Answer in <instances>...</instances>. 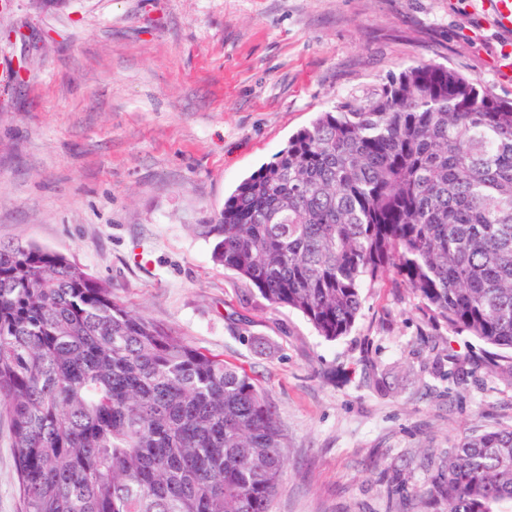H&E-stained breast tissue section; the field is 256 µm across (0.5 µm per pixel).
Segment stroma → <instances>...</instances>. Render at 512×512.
I'll return each instance as SVG.
<instances>
[{"instance_id": "35a3bbf8", "label": "stroma", "mask_w": 512, "mask_h": 512, "mask_svg": "<svg viewBox=\"0 0 512 512\" xmlns=\"http://www.w3.org/2000/svg\"><path fill=\"white\" fill-rule=\"evenodd\" d=\"M486 0H70L0 13V242L56 251L256 379L285 438L271 512L423 510L444 453L512 425V385L394 277L319 336L197 227L318 112L417 61L512 101ZM6 29L24 39L3 38ZM0 512H21L0 415Z\"/></svg>"}]
</instances>
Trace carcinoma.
Segmentation results:
<instances>
[{
    "label": "carcinoma",
    "instance_id": "1",
    "mask_svg": "<svg viewBox=\"0 0 512 512\" xmlns=\"http://www.w3.org/2000/svg\"><path fill=\"white\" fill-rule=\"evenodd\" d=\"M213 261L333 341L397 276L512 384V102L440 63L318 113L199 225ZM0 414L22 512H270L286 465L252 376L136 314L67 256L0 243ZM448 512L512 504V425L432 480Z\"/></svg>",
    "mask_w": 512,
    "mask_h": 512
}]
</instances>
